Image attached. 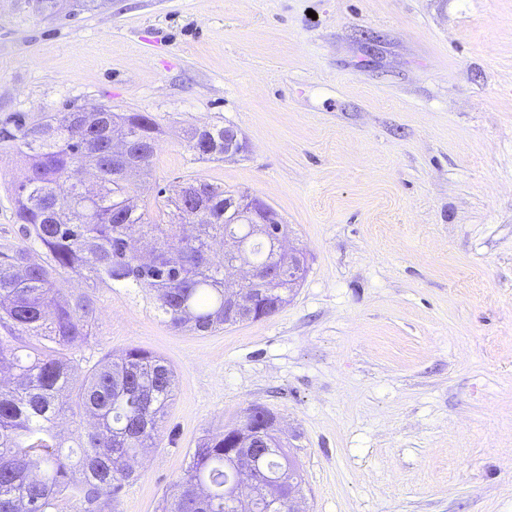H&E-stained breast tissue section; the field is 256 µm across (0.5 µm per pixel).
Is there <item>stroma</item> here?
<instances>
[{
	"label": "stroma",
	"mask_w": 512,
	"mask_h": 512,
	"mask_svg": "<svg viewBox=\"0 0 512 512\" xmlns=\"http://www.w3.org/2000/svg\"><path fill=\"white\" fill-rule=\"evenodd\" d=\"M163 130L138 206L246 191L307 273L206 336L152 292L95 290L76 376L140 347L175 373L154 447L96 512H156L205 435L280 417L303 512H512V0H0V128L71 107ZM245 152L201 160L188 129ZM0 148V246L21 237ZM204 130H207L216 141L222 145V149L212 153V154H201L211 153L213 150L212 144L209 139L203 135L198 136L196 141V149L201 152L198 153L202 157L212 158V159H221L224 156L236 155L242 153L246 149V144L239 137L237 130L232 127H218V126H204L201 127Z\"/></svg>",
	"instance_id": "1"
}]
</instances>
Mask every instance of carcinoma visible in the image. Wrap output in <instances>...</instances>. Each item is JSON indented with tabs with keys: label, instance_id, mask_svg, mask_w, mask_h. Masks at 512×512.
Returning a JSON list of instances; mask_svg holds the SVG:
<instances>
[{
	"label": "carcinoma",
	"instance_id": "1",
	"mask_svg": "<svg viewBox=\"0 0 512 512\" xmlns=\"http://www.w3.org/2000/svg\"><path fill=\"white\" fill-rule=\"evenodd\" d=\"M149 144L141 172L150 171L161 128L144 112H49L42 121L0 130V142L25 149L28 173L14 186L21 240L0 247V512H50L61 495L76 512L116 494L133 476L130 462L157 438L175 388L162 357L133 347L92 368L71 384L72 350L95 321L91 297L72 298L58 287L64 275L89 283L110 281L154 293L156 309L174 329L212 334L227 325L224 291H250L252 321L288 304V252L252 235L250 225L224 216V191L205 182L209 214L191 224L167 199L169 223L156 224L130 198L128 181L112 170V132L133 121ZM74 165L97 172L94 187L67 180ZM233 234L255 266H280L276 283L224 280L212 243ZM19 336L39 346L24 353ZM92 415L95 426L66 446L56 428L66 415ZM241 433L206 436L196 443L182 476L165 493L159 512H288V452L281 436L266 437L265 454L249 458Z\"/></svg>",
	"mask_w": 512,
	"mask_h": 512
}]
</instances>
